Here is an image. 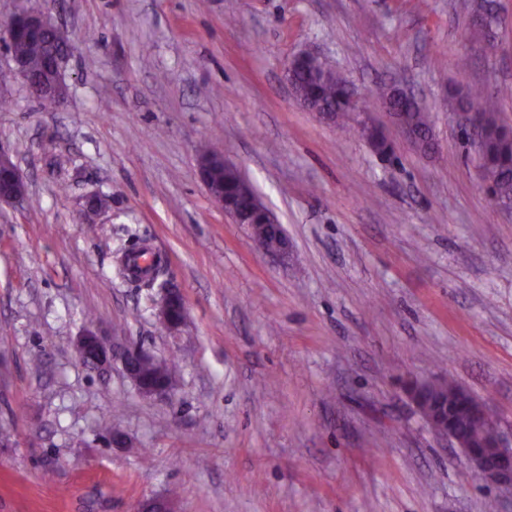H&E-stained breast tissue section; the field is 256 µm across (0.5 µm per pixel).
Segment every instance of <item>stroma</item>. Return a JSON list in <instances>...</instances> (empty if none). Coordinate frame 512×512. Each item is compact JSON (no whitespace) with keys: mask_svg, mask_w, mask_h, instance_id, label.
I'll return each instance as SVG.
<instances>
[{"mask_svg":"<svg viewBox=\"0 0 512 512\" xmlns=\"http://www.w3.org/2000/svg\"><path fill=\"white\" fill-rule=\"evenodd\" d=\"M23 6L70 53L50 110L0 82V149L28 188L0 204V512H512L406 394L452 379L512 430V212L451 101L512 86V0H0V25ZM304 49L361 111L334 124L295 100L285 63ZM380 83L426 108L433 151L371 99ZM213 147L287 258L213 203ZM144 246L185 297L176 332L120 271ZM89 325L170 359L171 398L85 365ZM18 16H20L29 26L50 34L53 41L61 47L65 48L68 44L64 32L49 13L22 11ZM223 166L224 176L220 174L218 179L222 180V188L214 191V195L220 198L224 195L226 202H235L238 205H249L251 204V210L261 213L266 221V224L279 225V222L275 215L262 203L260 198L254 199L256 196L254 188L246 181V179L239 175L235 177H229L225 182L226 177L230 175L239 174V168L229 161L224 153H218L217 156H209L199 160V172L201 179L210 193L209 179L214 167ZM252 199L254 201L251 203Z\"/></svg>","mask_w":512,"mask_h":512,"instance_id":"35a3bbf8","label":"stroma"}]
</instances>
